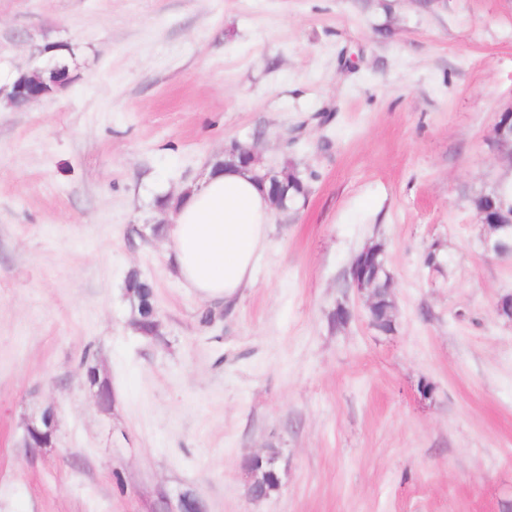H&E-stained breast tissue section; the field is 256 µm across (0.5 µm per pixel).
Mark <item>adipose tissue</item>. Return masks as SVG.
<instances>
[{
	"instance_id": "1",
	"label": "adipose tissue",
	"mask_w": 512,
	"mask_h": 512,
	"mask_svg": "<svg viewBox=\"0 0 512 512\" xmlns=\"http://www.w3.org/2000/svg\"><path fill=\"white\" fill-rule=\"evenodd\" d=\"M163 228L173 276L206 302L227 303L255 282L272 226L265 188L237 165L210 163L168 207Z\"/></svg>"
}]
</instances>
